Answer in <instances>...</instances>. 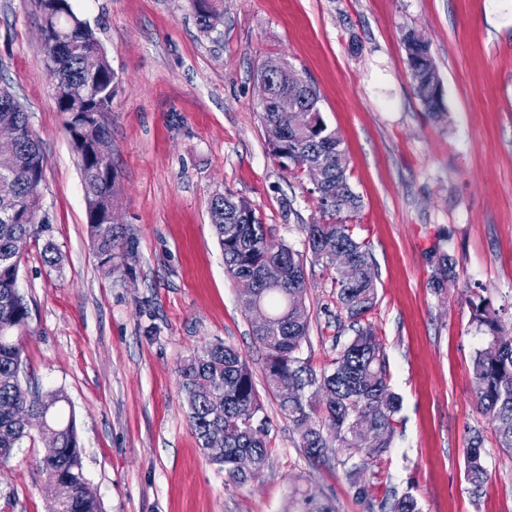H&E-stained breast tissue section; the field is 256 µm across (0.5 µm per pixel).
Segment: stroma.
I'll list each match as a JSON object with an SVG mask.
<instances>
[{"label":"stroma","instance_id":"1","mask_svg":"<svg viewBox=\"0 0 512 512\" xmlns=\"http://www.w3.org/2000/svg\"><path fill=\"white\" fill-rule=\"evenodd\" d=\"M96 29L118 75L111 130L117 223L133 252L101 267L93 252L79 158L58 111L38 0H0V84L26 112L46 166L38 219L60 261L30 242L17 286L30 309L23 378L62 390L76 419L83 473L102 512H283L310 491L335 512H381L409 492L422 512H512V452L480 412L472 359L486 342L470 299L483 293L512 336V0H222L202 31L190 0H70ZM428 42L442 113L416 94L405 38ZM273 59L311 80L343 139L361 207L348 221L378 278L369 316L401 400L386 455L357 499L337 460L310 463L265 393L262 354L224 272L209 220L214 195L248 201L276 240L305 248L320 221L306 172L282 171L261 118L259 72ZM454 267L431 286V255ZM309 342L323 368L352 331L336 321L332 275L305 259ZM234 346L270 419L261 479L227 482L189 426L178 369L194 350ZM480 431L488 478L473 497L464 454ZM39 436L0 459V512H47Z\"/></svg>","mask_w":512,"mask_h":512}]
</instances>
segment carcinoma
Masks as SVG:
<instances>
[{"mask_svg": "<svg viewBox=\"0 0 512 512\" xmlns=\"http://www.w3.org/2000/svg\"><path fill=\"white\" fill-rule=\"evenodd\" d=\"M220 0H192L197 22L204 30L221 16ZM43 17L44 53L57 76V109L69 116L66 130L77 145L85 198L91 201L87 219L100 212L99 223L89 225L101 263H110L120 252L132 249V241L120 224L105 223L115 194L116 173L112 164L111 132L107 125L86 122L88 113L109 112L118 84L108 53L90 24L77 16L69 0H40ZM417 96L429 112L438 105L428 94L438 80L436 72H411ZM87 80L89 95L72 100L65 87ZM296 105L320 108V95L288 84V74L271 81V97L262 105V119L271 155L282 161L297 148L313 151L326 169L327 191L318 193L319 210L327 220L305 225L307 250L316 260L332 266L322 252L325 240L344 248L360 275L345 281L334 274L336 319L347 318L355 336L330 363L315 369L301 356L308 342L310 309L304 254L284 242L273 240L251 205L226 192L212 197L209 218L224 253V268L233 280L252 277L254 288L239 296L241 307L258 304L271 316L268 326L252 328L263 352L266 390L278 401L280 414L299 435L298 448L311 462H321L344 453L342 465L357 489L370 497L363 481L366 465L388 452L395 433L401 399L389 386V372L382 346L377 342L367 315L378 302V286L370 249L358 240L352 225L341 218L360 208V196L347 175V161L338 131L319 119V129L297 133L291 126ZM0 125L22 130L21 138L0 145V181L9 189L0 193V458H9L20 442L36 431L44 443L39 466L54 494L48 512H101L98 499L88 487L82 468V449L75 419L59 417V390L31 393L23 387L22 333L30 318L27 302L19 293L17 277L26 247L43 240L42 258L49 266L58 261V248L50 225L35 224L40 209V185L45 157L15 96L0 86ZM339 192L328 201L326 192ZM452 258L439 252L432 286L444 288ZM472 318L487 333V342L476 352L472 364L475 394L482 413L491 423L499 446L512 450V337L501 335L497 313L486 299L470 300ZM180 386L187 415L202 448L210 438L224 439V457L211 462L224 469L227 481L244 485L258 479L268 464L269 420L264 414L252 371L240 351L222 342L193 353L179 369ZM291 385L295 394L285 398L280 387ZM481 433H474L466 448L465 479L479 491L487 479ZM248 454L253 468H238L239 456ZM386 512H421L417 498L406 493L381 504ZM285 512H334L312 493L293 494Z\"/></svg>", "mask_w": 512, "mask_h": 512, "instance_id": "cac0c4a2", "label": "carcinoma"}]
</instances>
